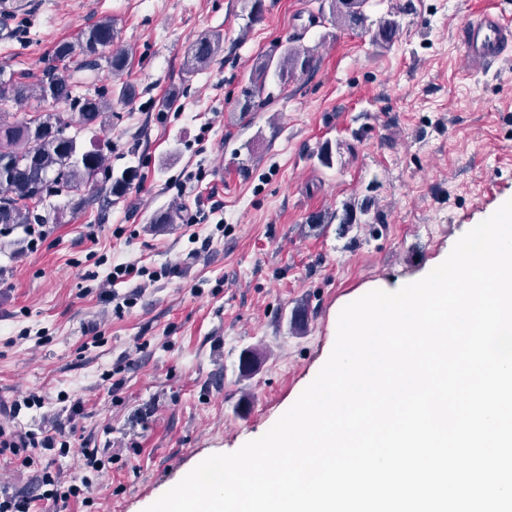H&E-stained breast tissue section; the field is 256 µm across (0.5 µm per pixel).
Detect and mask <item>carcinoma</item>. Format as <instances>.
Masks as SVG:
<instances>
[{
	"label": "carcinoma",
	"mask_w": 512,
	"mask_h": 512,
	"mask_svg": "<svg viewBox=\"0 0 512 512\" xmlns=\"http://www.w3.org/2000/svg\"><path fill=\"white\" fill-rule=\"evenodd\" d=\"M331 21L348 30L372 31V41L384 48L400 30L399 16L412 10V0L397 4L379 19L376 28L368 24L365 12L367 0H326ZM114 30L108 21H101L81 33L75 42L62 41L55 49L56 59L66 67L77 66L64 75L52 68L43 72L33 83L24 82L0 72V224H42L44 219L35 207L46 197L65 193L77 198L76 206L85 203V191L103 198L107 203L124 197L136 174L125 169L116 174L105 164L104 147L99 144L85 149L78 135L104 127L112 117V101L99 91L87 88L88 82L74 78L80 72L94 73L105 67L119 79L128 67V56L112 51ZM220 33L198 39L189 49L185 67L195 72L210 65L222 48ZM315 65L314 53L287 42L278 59H266L251 77V89L242 110L256 112L267 105L271 96L265 94L266 76L274 70L280 81L310 71ZM45 103L63 104L78 116L73 120L61 112L38 113L10 119L4 106L29 98ZM74 128L67 139L59 136V128ZM374 199L361 203H346L334 215L338 224L350 227L362 223L369 214Z\"/></svg>",
	"instance_id": "cac0c4a2"
}]
</instances>
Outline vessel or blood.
I'll return each mask as SVG.
<instances>
[{
	"mask_svg": "<svg viewBox=\"0 0 512 512\" xmlns=\"http://www.w3.org/2000/svg\"><path fill=\"white\" fill-rule=\"evenodd\" d=\"M455 31L463 56L480 69H492L512 58V17L495 0H489L481 12L464 17Z\"/></svg>",
	"mask_w": 512,
	"mask_h": 512,
	"instance_id": "1",
	"label": "vessel or blood"
}]
</instances>
